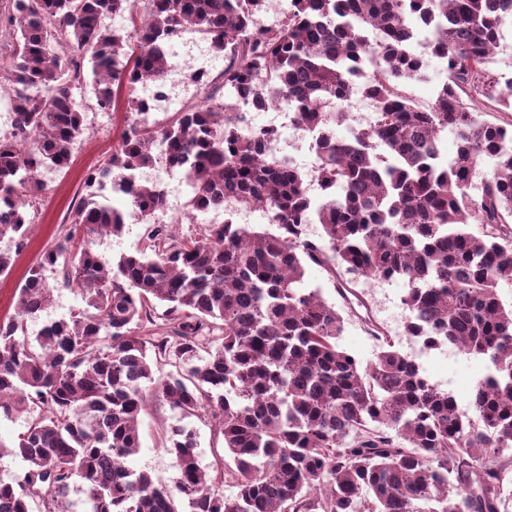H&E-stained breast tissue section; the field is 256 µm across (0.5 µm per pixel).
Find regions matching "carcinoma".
Listing matches in <instances>:
<instances>
[{
	"instance_id": "obj_1",
	"label": "carcinoma",
	"mask_w": 512,
	"mask_h": 512,
	"mask_svg": "<svg viewBox=\"0 0 512 512\" xmlns=\"http://www.w3.org/2000/svg\"><path fill=\"white\" fill-rule=\"evenodd\" d=\"M137 3H0V79L16 114L0 135V236L16 250L46 189L40 171L68 168L86 129L72 86L89 85L102 110L123 94L131 115L95 169L122 205L84 199L0 319V415L26 420L14 445L0 442V458L23 462L20 476L0 477V512H179L181 501L187 512H509L512 304L498 285L512 281V129L479 120L464 94L512 112V81L486 68L512 0H288L270 27L263 0H148L142 21ZM409 15L428 32L420 52ZM180 29L205 36L224 73L161 123L135 82L165 80L163 44ZM430 58L447 80L422 108L404 87L426 80ZM356 85L375 119L342 138ZM238 99L277 100L297 129L317 131L319 197L294 163L269 160L277 133L242 127ZM448 129L457 148L445 162ZM159 146L192 218L230 199L265 211L274 231L227 222L184 237L156 223L162 186L132 178ZM129 223L145 226L136 253L111 261L91 247ZM307 224L321 225L322 243L304 238ZM311 265L403 281L408 335L489 362L473 415L386 336L367 364L342 348L344 316L304 287ZM58 288L81 305L30 336ZM153 398L215 421L228 454L215 475L186 426L165 439L174 486L130 466Z\"/></svg>"
}]
</instances>
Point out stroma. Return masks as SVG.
<instances>
[{
    "instance_id": "1",
    "label": "stroma",
    "mask_w": 512,
    "mask_h": 512,
    "mask_svg": "<svg viewBox=\"0 0 512 512\" xmlns=\"http://www.w3.org/2000/svg\"><path fill=\"white\" fill-rule=\"evenodd\" d=\"M87 131L77 143L69 168L58 173L34 206L25 250L15 258L9 275L0 276V318L13 314L14 293L25 272L50 249L56 240L70 228L73 209L86 197L87 166H96L111 153L126 127L124 112H115L109 125L98 123V107L93 98H86ZM307 287L320 290L323 297L345 318V327L339 344L356 355L362 362L374 359L378 342L370 330L378 328L391 337L401 350H408L410 338L404 332L409 317L403 305L405 284L401 280L376 281L352 279L344 269L329 273L312 266L306 273ZM420 363L426 376L441 389L454 395L461 411H468V400L474 383L487 371L483 360L466 355L457 349L444 346L422 353ZM181 423L192 427L198 440L199 463L213 466L218 455L224 452L223 437L216 431L206 415L181 418L166 402L151 400L143 413L140 424L141 447L131 464L147 470L161 484L173 485L177 467L161 443L164 430Z\"/></svg>"
}]
</instances>
